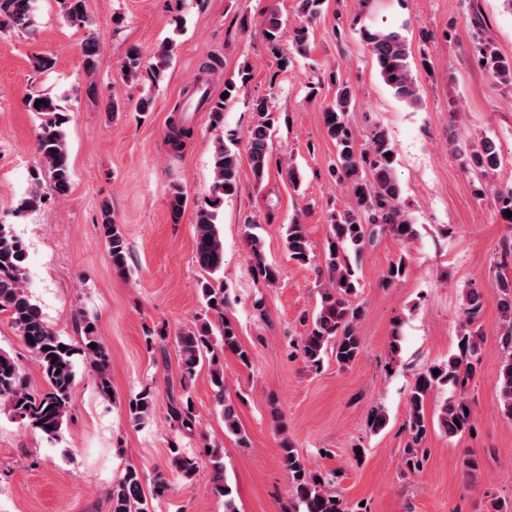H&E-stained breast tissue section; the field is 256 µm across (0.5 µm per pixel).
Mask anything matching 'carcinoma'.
I'll return each mask as SVG.
<instances>
[{
    "instance_id": "cac0c4a2",
    "label": "carcinoma",
    "mask_w": 512,
    "mask_h": 512,
    "mask_svg": "<svg viewBox=\"0 0 512 512\" xmlns=\"http://www.w3.org/2000/svg\"><path fill=\"white\" fill-rule=\"evenodd\" d=\"M64 18L73 27L84 28L89 23L85 0H59ZM34 17L33 0H0V30L27 31ZM360 39L373 58L382 81L399 100L415 104L420 100V88L411 71L409 48L405 37L397 30L379 31L369 27L359 30ZM478 59L500 83L512 86V56H505L488 41L477 46ZM174 54L171 42L161 44L152 56L140 47L127 48L122 65V75L133 80L142 71H149L153 78L164 77ZM83 67L87 74L97 70L98 53L95 36L89 34L82 45ZM237 87L228 83L221 96L208 98L211 127L219 130L224 126V110L228 99ZM38 100L44 104L35 106ZM354 102L353 89L344 82H336L333 98L322 113L327 134L336 145L337 179L346 184L352 199V207L334 213L330 217L329 233L324 246V268L318 270L322 279L320 302L311 324L297 342L303 363L317 371L327 358L345 369L354 364L362 352L363 339L359 326L365 308L357 302L360 288L358 266L368 245L377 235L385 233L403 244L417 238L418 231L402 207L401 187L394 175V146L385 130L376 127L369 139L361 142L347 121V112ZM28 111L39 119L37 151L40 170L45 180L36 181L35 189L25 198L22 206L34 209L48 195L57 198L67 196L71 190L72 172L66 140L65 126L68 116L58 101L45 93L29 92L24 99ZM253 123L246 133L239 136L226 133L217 137L213 152V183L209 203L197 211L194 224L195 259L209 275L200 282V292L208 312L216 317L190 327L179 329L173 336L181 380L192 378L197 370L208 366L215 401L221 407L224 433L236 438L240 448L249 447V437L242 426L234 405L224 395L223 356L228 352L245 367L251 364V352L240 342L236 327L224 319V309L229 304L224 286L218 274L224 267V242L217 227L218 210L224 198L239 190L240 148L239 140L246 143L247 159L256 185H261L269 172L271 156L268 140L279 123V113L269 108L264 98L252 104ZM451 149L459 157L462 166L480 172L484 177L497 172L501 165L500 154L494 141L482 137L465 149L451 143ZM489 191L500 223L512 229V185L499 186L492 182ZM173 221H179L187 205V195L179 186L172 188L168 201ZM102 220L100 236L104 241L112 268L118 273L128 271L129 246L112 217L108 201L101 204ZM248 260L253 270L264 281L272 284L278 271L264 255L263 242L254 233L247 234ZM285 246L290 259L306 265L311 261V247L306 225L295 220L287 225ZM27 250L24 243L10 229L0 224V313L8 315L28 351L33 355L46 385L38 393L29 389L20 365L15 357L0 348V412L11 419L40 431L48 438L57 437L71 410L75 385V348L59 336L44 320L41 309L29 293L26 284ZM407 268L405 256L392 262L383 275V281L391 285L400 280ZM500 313L502 330L499 344L503 350L497 384L499 405L508 418H512V278L501 275ZM482 311L480 296L470 290L465 294L464 321L458 336V353L448 360L434 363L415 378L407 398L406 427L410 440L404 451L407 464L412 469L420 467V443L426 434L427 402L434 393H444L437 410L439 428L450 439L468 434L473 429L474 413L466 394L468 381L476 374L481 361L483 332L479 325ZM81 351L89 367L96 373L99 389L107 395L112 385L109 378L110 353L98 334L96 323L81 319ZM95 348H90V345ZM65 350H60V347ZM439 370L433 375V370ZM129 411L141 421L153 411V399L142 394L130 401ZM168 416L177 429L191 432L196 425V415L189 397H171ZM280 449L284 464L292 480V494L284 512H345L330 484L338 473H324L311 469L281 432ZM171 465L185 482H191L197 472V461L171 444ZM212 470V489L224 497V512H239L232 488L224 474L223 449L213 446L208 452ZM143 475L134 467L126 469L115 482L111 494V512H149L148 499L142 488Z\"/></svg>"
}]
</instances>
